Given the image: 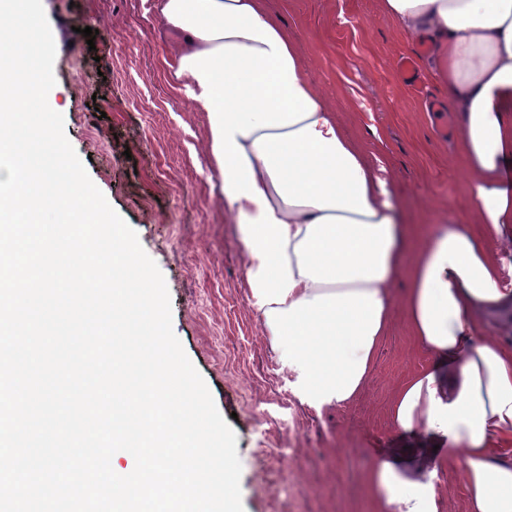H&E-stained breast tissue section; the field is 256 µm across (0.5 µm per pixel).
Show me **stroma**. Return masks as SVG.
Returning <instances> with one entry per match:
<instances>
[{"instance_id": "1", "label": "stroma", "mask_w": 512, "mask_h": 512, "mask_svg": "<svg viewBox=\"0 0 512 512\" xmlns=\"http://www.w3.org/2000/svg\"><path fill=\"white\" fill-rule=\"evenodd\" d=\"M56 45L53 66L65 135L92 182L161 271L172 328L237 437L244 512H379L366 478L383 456L415 447L387 408L419 365L401 305L358 395L316 410L250 304L246 256L206 155L203 113L181 107L169 72L177 39L154 0H42ZM311 81L345 130L391 172L405 223L471 224L460 115L447 88L408 85L396 62L402 35L381 0H268ZM111 32L94 42L88 20ZM140 41L127 47L125 31ZM285 448L287 484L270 456Z\"/></svg>"}]
</instances>
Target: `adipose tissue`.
<instances>
[{
	"mask_svg": "<svg viewBox=\"0 0 512 512\" xmlns=\"http://www.w3.org/2000/svg\"><path fill=\"white\" fill-rule=\"evenodd\" d=\"M179 37L171 76L206 118V153L249 262L250 300L299 372L311 407L361 389L401 303L425 362L388 409L403 432L451 442L468 512H512V344L490 326L512 310V0H382L404 32L432 36L428 75L463 114L475 224L421 241L397 221L394 183L348 136L266 0H155ZM408 283L395 296L400 278ZM367 481L385 512H443L432 478L391 460Z\"/></svg>",
	"mask_w": 512,
	"mask_h": 512,
	"instance_id": "adipose-tissue-1",
	"label": "adipose tissue"
}]
</instances>
